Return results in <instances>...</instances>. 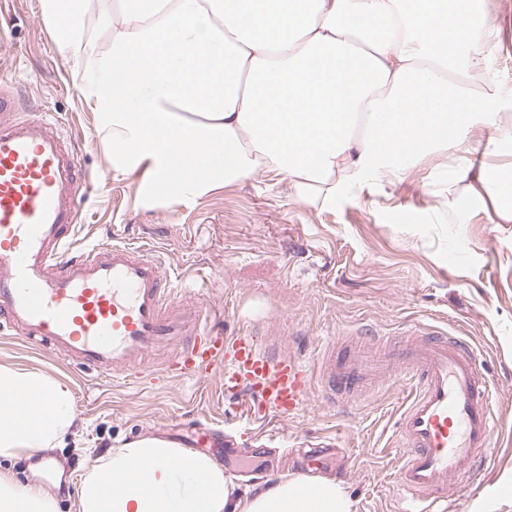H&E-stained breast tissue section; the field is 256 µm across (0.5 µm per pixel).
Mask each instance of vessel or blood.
Wrapping results in <instances>:
<instances>
[{"label": "vessel or blood", "mask_w": 512, "mask_h": 512, "mask_svg": "<svg viewBox=\"0 0 512 512\" xmlns=\"http://www.w3.org/2000/svg\"><path fill=\"white\" fill-rule=\"evenodd\" d=\"M89 187L51 113L20 116L1 90L0 322L12 335L121 385L142 384L147 373H221L222 394L254 422L297 414L317 378L334 404L399 382L410 389L396 429L402 512H446L450 498L478 481L497 389L466 341L439 331L355 340L342 354L323 352L315 370L253 333L225 335L210 307L184 305V289L150 248H74L77 196Z\"/></svg>", "instance_id": "b4317fda"}]
</instances>
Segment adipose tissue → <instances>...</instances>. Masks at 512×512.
I'll list each match as a JSON object with an SVG mask.
<instances>
[{
    "label": "adipose tissue",
    "mask_w": 512,
    "mask_h": 512,
    "mask_svg": "<svg viewBox=\"0 0 512 512\" xmlns=\"http://www.w3.org/2000/svg\"><path fill=\"white\" fill-rule=\"evenodd\" d=\"M106 136L113 178L170 210L262 173L332 205L370 175L445 157L482 119L512 138V95L464 83L486 68L483 0H42ZM106 40H99V33ZM512 164L448 168V195L512 223ZM68 381L0 365V512H58L60 474L13 462L63 447ZM76 512H353L339 480L288 476L236 492L210 456L145 436L90 461Z\"/></svg>",
    "instance_id": "adipose-tissue-1"
}]
</instances>
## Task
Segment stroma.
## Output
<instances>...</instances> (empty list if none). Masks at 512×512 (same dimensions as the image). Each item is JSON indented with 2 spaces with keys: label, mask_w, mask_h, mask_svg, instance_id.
<instances>
[{
  "label": "stroma",
  "mask_w": 512,
  "mask_h": 512,
  "mask_svg": "<svg viewBox=\"0 0 512 512\" xmlns=\"http://www.w3.org/2000/svg\"><path fill=\"white\" fill-rule=\"evenodd\" d=\"M488 4L500 30L485 75L510 94L512 9L500 0ZM6 6L13 17L0 44V76L20 114L56 115L67 148L94 183L78 202L75 245L149 246L173 280L206 287L210 303L228 313V331L281 329V346L294 352L314 351L362 325L385 336L410 325L463 337L497 385L504 422L494 460L462 512H512V223H492L482 210L449 223L448 162L429 157L394 179L367 180L326 209L297 201L287 179L260 174L174 212L143 207L138 179L115 180L106 170L95 116L40 18V0ZM0 364L70 381L76 431L51 456L71 477L83 474L88 455L145 434L183 446L200 441L213 457L228 441L267 445L256 426L226 419L232 404L216 397V374L115 387L1 333ZM405 399L393 385L335 407L316 385L302 412L269 424L277 447L322 449V474L342 482L355 512H396L394 424Z\"/></svg>",
  "instance_id": "1"
}]
</instances>
